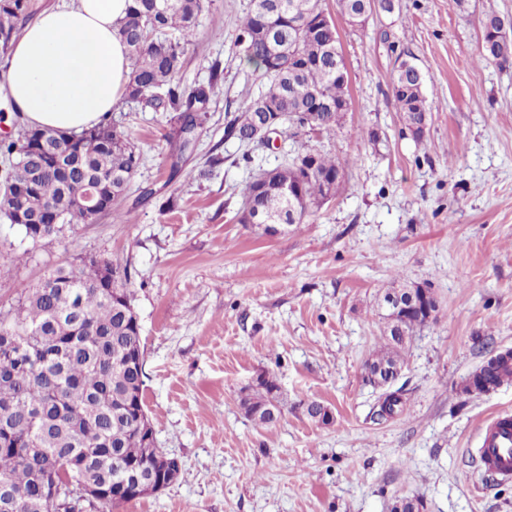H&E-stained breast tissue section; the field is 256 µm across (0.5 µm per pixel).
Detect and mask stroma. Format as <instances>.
Segmentation results:
<instances>
[{"label":"stroma","mask_w":512,"mask_h":512,"mask_svg":"<svg viewBox=\"0 0 512 512\" xmlns=\"http://www.w3.org/2000/svg\"><path fill=\"white\" fill-rule=\"evenodd\" d=\"M512 19V0H401L351 27L336 0L350 110L341 133L307 144L347 160L331 201L275 235L243 223L240 190L294 149L224 137L261 82L237 41L250 0H205L180 60L189 85L212 64L223 91L210 101L179 173L171 113L136 102L112 111L142 152L119 222L102 216L33 240L0 216V309L21 287L89 257L127 265L142 326L145 401L164 452L182 473L161 492L112 512H392L418 497L426 512H512V480L478 457L489 419L512 414V382L464 392L490 352L512 349V67L472 65L486 4ZM425 76L431 118L413 140L392 100L399 55ZM377 145L365 139L368 130ZM149 199H142L144 190ZM429 288L434 320L408 344L393 390L403 412L376 420L381 392L364 363L383 343L377 305L393 281ZM273 376L280 420L246 418L242 392ZM311 399L330 424L298 406Z\"/></svg>","instance_id":"obj_1"}]
</instances>
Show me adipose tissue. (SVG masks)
I'll use <instances>...</instances> for the list:
<instances>
[{"mask_svg": "<svg viewBox=\"0 0 512 512\" xmlns=\"http://www.w3.org/2000/svg\"><path fill=\"white\" fill-rule=\"evenodd\" d=\"M130 0H74L40 14L7 63L13 106L32 127L80 132L123 99L128 53L118 30Z\"/></svg>", "mask_w": 512, "mask_h": 512, "instance_id": "ef3b65f1", "label": "adipose tissue"}]
</instances>
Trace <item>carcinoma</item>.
Returning a JSON list of instances; mask_svg holds the SVG:
<instances>
[{
    "label": "carcinoma",
    "mask_w": 512,
    "mask_h": 512,
    "mask_svg": "<svg viewBox=\"0 0 512 512\" xmlns=\"http://www.w3.org/2000/svg\"><path fill=\"white\" fill-rule=\"evenodd\" d=\"M387 0H341L347 13L384 10ZM202 0H132L120 35L129 51L131 71L126 96L156 111L176 113L169 145L179 153L189 149L201 124V112L222 93L219 68L205 85L189 88L178 78L181 41L192 36ZM28 10L27 0H0V47L8 49L17 35V22ZM321 0H252L238 26V42L248 62L263 80L258 98L224 126V137L245 142L257 123L258 102L272 104L288 116L282 130L294 131L306 112L317 113L316 133L341 132L348 76L340 52L335 22L323 17ZM294 17L295 27L288 25ZM480 59L512 67V50L498 51L481 31ZM419 68L397 60L392 97L405 126L423 142L429 108ZM0 154L9 161L5 181L26 188L19 201L3 195L0 213L12 218L20 210L28 224H41L46 214L58 216L59 231L73 224H89L109 213L124 221L127 213L115 207L136 174L141 155L120 127L105 120L80 133L28 128L16 140H1ZM272 177L296 185L300 209L295 223L323 205L324 181L331 174L335 189L344 183V163L335 155L300 145L288 159L267 170ZM106 181L107 205L93 213L78 202L88 185ZM244 202L270 213L286 209L281 195L259 191L255 179L242 189ZM118 278L102 285V266L82 262L46 278L42 287L23 288L17 304L0 311V512H49L45 477L89 479L101 487L104 508L140 497L130 484L132 472L148 473L151 458L137 433L136 411L146 408L145 372L126 364L125 351L144 346L129 306L134 294L127 287V268L112 264ZM412 289L392 283L383 303L407 304ZM383 345L364 364L369 375L384 364L400 365L405 338L421 323L387 310ZM486 385L464 386V392L484 394L512 381V357L505 354L479 367ZM246 415L261 425L276 422L284 406L279 386L262 375L240 399ZM398 396H388L375 416L387 421L403 411ZM26 507H16L18 503Z\"/></svg>",
    "instance_id": "1"
}]
</instances>
